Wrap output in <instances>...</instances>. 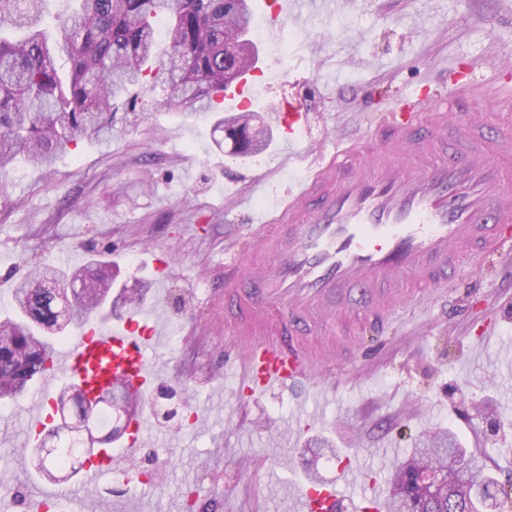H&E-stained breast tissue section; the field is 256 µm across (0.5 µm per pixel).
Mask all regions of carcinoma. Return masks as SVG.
Masks as SVG:
<instances>
[{"label": "carcinoma", "instance_id": "obj_1", "mask_svg": "<svg viewBox=\"0 0 512 512\" xmlns=\"http://www.w3.org/2000/svg\"><path fill=\"white\" fill-rule=\"evenodd\" d=\"M69 7L52 21L44 19V0H0V174L17 164L49 170L81 141L100 148L112 142L116 101L147 80L162 82L167 98L198 114L224 103V90L255 63L241 62L225 75L224 44L250 32L253 15L247 0H68ZM168 49L156 52L159 33ZM64 57L63 74L56 60ZM254 113L230 114L219 126L246 154L263 151L272 128L250 125ZM110 264L91 259L75 268L51 262L33 267L13 290L12 315L0 321V400L15 401L30 389L37 372L54 370L51 353L65 332L90 315L108 310L116 316L138 307L142 289L112 292L116 275ZM97 291H76L86 281ZM104 397L132 407L139 395L115 385ZM48 436L57 438L49 464L36 468L52 477L64 470L68 456L85 449V434L70 422L96 430L109 428V440L125 434L128 421L113 409L90 411L88 400L63 391L52 406ZM69 476L81 467L72 466ZM442 475L434 488L421 481L423 471ZM387 512H483L502 492L486 474L476 454L444 430L422 435L412 452L392 466Z\"/></svg>", "mask_w": 512, "mask_h": 512}]
</instances>
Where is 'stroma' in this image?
I'll use <instances>...</instances> for the list:
<instances>
[{
    "mask_svg": "<svg viewBox=\"0 0 512 512\" xmlns=\"http://www.w3.org/2000/svg\"><path fill=\"white\" fill-rule=\"evenodd\" d=\"M427 0H355L345 18L304 30H286L287 61L257 39L259 58L275 82L257 88L254 111L268 117L277 101H292L310 114L309 133L324 124L374 134L391 112L419 109L417 91L442 69L477 71L475 98L496 108L497 85L512 86V69L497 58L512 55V15L498 0H453L449 12L429 15L425 41L403 26L408 11ZM354 34L365 64L342 62L343 37ZM326 59L341 93L326 98L314 80V56ZM109 150L80 145L46 174L17 167L0 197V313L30 266L43 261L71 265L106 258L120 282L142 283L146 305L167 318L165 346L155 357L161 378L152 393L176 415L150 417L143 445L156 449L151 463L116 450V471L150 468L153 482L136 494L117 493L115 473L92 484L71 479L58 491L69 512H186L185 494L197 489L196 512H293L311 473L333 479L336 461H312L308 442L331 440L354 472L386 483L397 459L424 433L452 430L461 445L481 454L487 471L512 484V252L496 265L466 266L448 302L438 293L397 314L394 331L365 344L354 361L321 370L340 380L359 370L367 395L337 388L327 403L312 404L310 423L297 424L294 396L276 391L240 409L226 407L235 377L224 368L233 338L224 331V250L247 231V219L230 193L243 176L272 181L303 176L305 161L280 154L278 146L240 158L213 118L170 107L162 88L136 87L119 104ZM174 259L161 292L151 288L150 253ZM27 402L0 404V512H30L49 482L35 477L25 451Z\"/></svg>",
    "mask_w": 512,
    "mask_h": 512,
    "instance_id": "1",
    "label": "stroma"
}]
</instances>
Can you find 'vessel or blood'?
Instances as JSON below:
<instances>
[{
  "label": "vessel or blood",
  "mask_w": 512,
  "mask_h": 512,
  "mask_svg": "<svg viewBox=\"0 0 512 512\" xmlns=\"http://www.w3.org/2000/svg\"><path fill=\"white\" fill-rule=\"evenodd\" d=\"M353 0H276L263 13L265 38L285 28L350 12ZM477 73L458 74L441 93H425L419 111L396 113L369 141L338 145L308 138L300 107L277 113L286 156L307 160L310 172L280 185L279 213L256 209L267 197L265 176H253L234 204L250 219L244 246L224 255V321L243 340L241 386L249 398L273 390L323 399L317 374L324 357L347 349L357 334L386 333L395 311L445 286L469 257L512 250V111L489 119L459 118ZM251 75L228 87L231 111L251 107ZM165 324L147 312L85 323L57 357L55 374L37 378L41 396L58 379L82 386L87 363L112 360L108 382L148 396L159 381L149 353ZM145 417L131 421L126 454L141 447ZM351 472L339 464L334 482L311 485L299 512H335L347 497Z\"/></svg>",
  "instance_id": "vessel-or-blood-1"
}]
</instances>
